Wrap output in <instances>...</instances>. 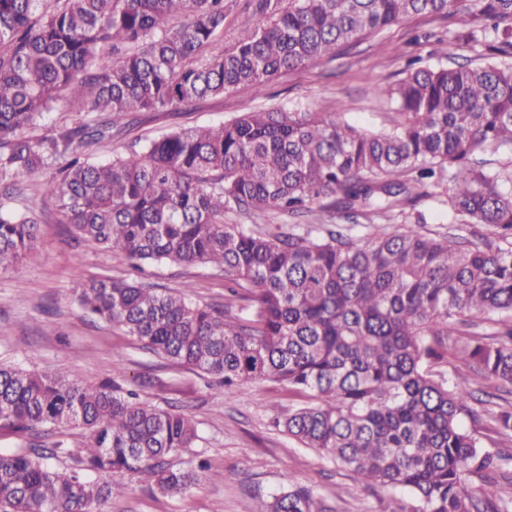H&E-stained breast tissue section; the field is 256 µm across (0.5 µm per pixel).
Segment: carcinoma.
<instances>
[{"label": "carcinoma", "instance_id": "carcinoma-1", "mask_svg": "<svg viewBox=\"0 0 512 512\" xmlns=\"http://www.w3.org/2000/svg\"><path fill=\"white\" fill-rule=\"evenodd\" d=\"M47 1L54 3L50 10ZM247 0L250 32L223 44L225 0H0V197L48 161L66 159L43 195L78 235L137 261L212 266L247 315L193 303L189 292L89 279L81 308L142 348L243 388L273 379L314 402L284 431L367 485L403 495L390 512H512V495L479 498L492 456L461 425L473 391L433 375L443 340L473 335L460 362L512 385V0ZM419 14L458 16L455 39L479 51L452 66L407 62L373 92L396 106L390 128L361 129L336 112H244L182 128L141 152L93 161L84 148L122 134L138 113L179 111L242 86L330 63L360 39ZM85 116L57 138L27 132L60 92ZM448 183L459 238L419 224H336L273 235L258 213L304 217L318 205L357 217L394 212ZM241 223H224V214ZM34 210L0 203V272L36 241ZM244 289L247 294L240 295ZM484 321L493 332L470 333ZM495 422L512 435V406ZM0 423L17 430L82 427L75 466L52 448L0 451V512H106L133 473L165 495L196 474L169 458L198 439L195 421L83 386L67 374L0 365ZM260 512H333L291 485Z\"/></svg>", "mask_w": 512, "mask_h": 512}]
</instances>
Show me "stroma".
I'll list each match as a JSON object with an SVG mask.
<instances>
[{
    "instance_id": "1",
    "label": "stroma",
    "mask_w": 512,
    "mask_h": 512,
    "mask_svg": "<svg viewBox=\"0 0 512 512\" xmlns=\"http://www.w3.org/2000/svg\"><path fill=\"white\" fill-rule=\"evenodd\" d=\"M455 28L450 17L413 16L344 48L331 63L282 73L263 95L241 87L201 99L187 112L137 113L130 130L90 153L96 160L125 156L170 130L215 124L270 106L291 112L339 110L360 128L386 130L393 107L374 96L372 87L400 79L411 57L429 65L474 58L471 46L453 39ZM57 174V166L42 168L10 203L19 211L34 208L39 224L34 250L17 267L0 273V364L39 373L61 370L85 386L112 384L121 394H136L139 401L188 413L199 434L194 447L172 459L176 467L196 472L189 490L165 495L126 474L121 478L125 491L109 501L108 512H258L291 483L309 487L336 512H388L389 490L356 482L345 468L284 432L283 420L309 403V393L272 379L240 392L224 390L211 375L143 349L123 330L80 309L78 289L84 279L136 280L174 290L187 284L194 303L220 309L225 303L224 275L207 266L167 263H146L137 271L124 256L77 238L69 225L60 223L54 200L35 197L38 186ZM447 195V187L434 189L431 197L397 216V223L420 220L424 231L441 230L448 220ZM474 388L494 397L487 403L471 402L462 417L465 429L490 453L512 454V440L498 433L494 421L496 411L512 405V387L479 379ZM85 437V430L75 427L36 433L2 427L0 451L58 442L65 450L58 465L64 468L72 465L71 454Z\"/></svg>"
}]
</instances>
